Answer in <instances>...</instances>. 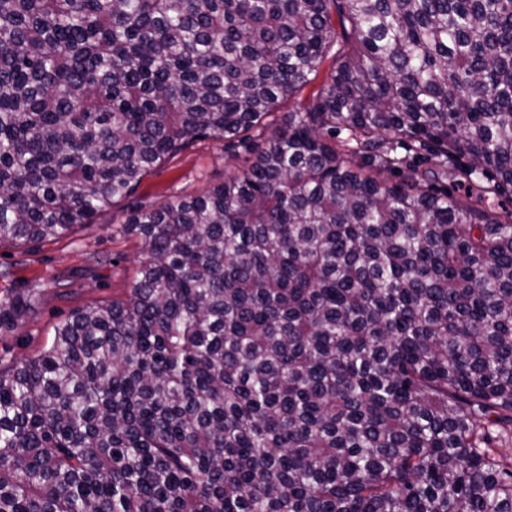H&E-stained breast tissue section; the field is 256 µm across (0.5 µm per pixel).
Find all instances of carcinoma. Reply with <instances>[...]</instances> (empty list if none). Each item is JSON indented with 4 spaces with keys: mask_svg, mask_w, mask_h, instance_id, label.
<instances>
[{
    "mask_svg": "<svg viewBox=\"0 0 512 512\" xmlns=\"http://www.w3.org/2000/svg\"><path fill=\"white\" fill-rule=\"evenodd\" d=\"M252 131L0 364V512H512V0H0V247Z\"/></svg>",
    "mask_w": 512,
    "mask_h": 512,
    "instance_id": "carcinoma-1",
    "label": "carcinoma"
}]
</instances>
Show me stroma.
Masks as SVG:
<instances>
[{"label": "stroma", "instance_id": "1", "mask_svg": "<svg viewBox=\"0 0 512 512\" xmlns=\"http://www.w3.org/2000/svg\"><path fill=\"white\" fill-rule=\"evenodd\" d=\"M250 156L246 143L230 149L221 139L200 140L74 235L44 240L23 254L0 247V298L28 289L35 293L17 326L0 336V363L37 354L51 343L55 324L73 309L126 296L138 260L139 241L126 224L133 208H154L175 197L201 194Z\"/></svg>", "mask_w": 512, "mask_h": 512}]
</instances>
